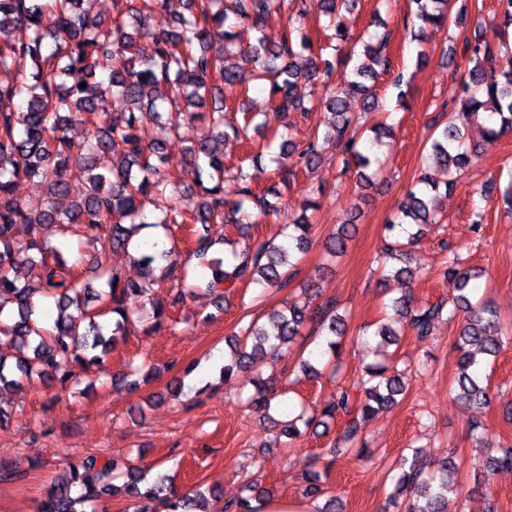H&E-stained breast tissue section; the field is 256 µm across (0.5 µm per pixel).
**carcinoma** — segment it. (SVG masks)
Segmentation results:
<instances>
[{"label":"carcinoma","mask_w":512,"mask_h":512,"mask_svg":"<svg viewBox=\"0 0 512 512\" xmlns=\"http://www.w3.org/2000/svg\"><path fill=\"white\" fill-rule=\"evenodd\" d=\"M185 2L187 12L170 14L168 28L152 34L155 49L145 56L135 52V41L149 31L152 14L167 11V0H113L115 15L110 18L92 14L93 0H0V73L10 76L6 82L0 80V339H6L9 348L0 350V389L38 380L63 390L104 363L110 349L124 338L126 324L142 298L152 304L155 329L170 320V307L184 300L182 286L171 288L167 298L154 291L155 263L165 262L170 271L182 263L181 252L172 245L151 247L141 255L145 280L126 278L101 262L94 264L92 273L103 281L104 289L97 294L99 305L88 306L91 286L79 270L81 258L71 261L66 256L73 248L71 237H90L103 252L125 250L147 225L167 229L190 220L202 225L237 224L247 203L264 212L276 210L266 196L242 185V170L230 174L224 168V139L240 135L236 128L224 130V109L240 96H249L251 83L269 82L268 100L284 113L321 112L327 118V132L322 135L320 128L314 129L298 152V164H315L322 137L334 141L344 164H355L359 184L370 185L380 169L377 149L393 137L392 125L381 122L371 128L373 136L365 138L353 128L349 107L357 96L362 111L378 110L373 81L377 70L391 66L385 52L389 35L363 45V60L353 69L355 80L335 90L328 83L334 62L315 53L310 35L296 26L313 7L323 18L322 30L345 42L350 38L347 17L359 12L361 0H316L296 7L288 0ZM411 4L414 9L404 18V27L415 39L416 23L440 27L452 9L451 0H411ZM288 8L296 15L294 26L272 29V16ZM47 14L56 18L52 32L43 27ZM237 26L254 29L258 37L256 43L236 49L241 63L229 67L224 56L211 54L210 48L215 41L229 50ZM303 52L306 68L299 70L294 58ZM466 53L474 66L461 73L454 103L469 118L477 119L482 112L498 116L499 125L484 128L485 137L494 140L512 130V60L499 63L490 43L479 38L466 41ZM76 73L84 74L86 87L79 81L68 83ZM302 79L322 86V91L312 92L306 100L296 96ZM165 112H183L190 123L202 127L193 145L176 158L161 152L153 135ZM464 139L465 132L451 121L431 138L430 154L450 175L463 171L474 159L462 149ZM99 155L111 158V165L98 166ZM171 167L181 168L185 179L169 182L165 173ZM33 179L45 186L46 193L32 199L17 197L16 184ZM76 185L82 187V194L70 205L59 206ZM188 191L200 197L190 219L177 205ZM227 194L236 196L228 210ZM442 198L440 186L425 177L408 192L400 204L402 219L386 225L383 255L395 265L381 267L380 280L415 277L411 247L439 223ZM315 208V201H306L301 213L281 226L284 242L260 239L252 250L233 255L234 264L210 256L206 236L194 238L190 255L209 272L205 288L213 292L217 312L224 311V297L241 284L288 287L294 276L292 258L307 252L314 242L315 225L308 211ZM21 225L27 229L24 240L17 237ZM348 232L349 225H338L327 237V250L337 256L345 252ZM26 263L37 269V280L20 279L18 269ZM441 274L448 283V298L419 302L405 294L392 301L393 316L385 317L374 335L395 344L407 330L425 343L435 323L444 317L452 321L463 312L465 320L455 342L456 397L485 407L492 392L480 376V357L497 356L512 342V329L503 328L493 306L471 302L479 273L465 266L457 252L448 254ZM37 295L54 299L56 314L50 326L35 301ZM312 320L328 337L324 354L330 357L332 370H338L334 359L346 340L345 316L332 302L312 308L305 301L271 312L261 324L253 319L240 327L220 379L226 385L245 379L256 390L250 404L270 410L279 393L274 379L263 376L261 366L268 358L286 356L288 344ZM404 388L398 368L385 362L363 363L352 384L340 387L335 398L318 407L302 405L278 425L281 434L293 440L338 420L336 447L325 469L349 453L368 463L374 455L363 439L364 426L395 407ZM484 469L512 470V448L488 458ZM393 471L389 504L399 512H442L445 496L459 488L453 479L457 471L453 459L429 472L417 448L404 449ZM144 474L145 467L132 466L122 485L134 512H199L201 491L179 495L165 485L164 476L145 486ZM114 479L111 459L72 458L64 475L48 486L41 512H88L87 507L116 491ZM272 498L270 492L254 487L249 497L225 502L220 512H259L251 501Z\"/></svg>","instance_id":"cac0c4a2"}]
</instances>
